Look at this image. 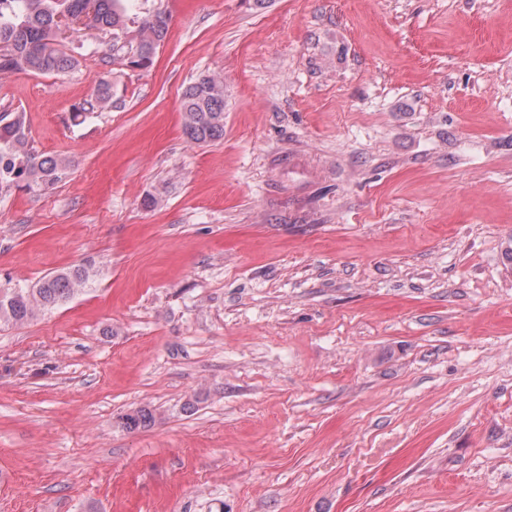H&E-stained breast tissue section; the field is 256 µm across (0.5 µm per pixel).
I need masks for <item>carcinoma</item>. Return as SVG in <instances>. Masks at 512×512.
<instances>
[{
    "instance_id": "1",
    "label": "carcinoma",
    "mask_w": 512,
    "mask_h": 512,
    "mask_svg": "<svg viewBox=\"0 0 512 512\" xmlns=\"http://www.w3.org/2000/svg\"><path fill=\"white\" fill-rule=\"evenodd\" d=\"M170 17L161 7L142 10V0H0V75L26 72L65 75L77 71L84 42L68 37L93 31L105 39L112 62L147 70L165 40ZM224 80L197 76L184 89L180 108L183 132L205 145L224 138ZM117 84L105 77L92 96L70 111L79 125L87 115L117 106ZM71 171L66 157L38 154L29 147L23 113L0 118V194L13 188L45 191L65 181ZM96 269L78 265L44 276L31 288H0V330L21 327L43 312L82 292ZM151 411L140 408L122 417L129 431L152 424Z\"/></svg>"
}]
</instances>
